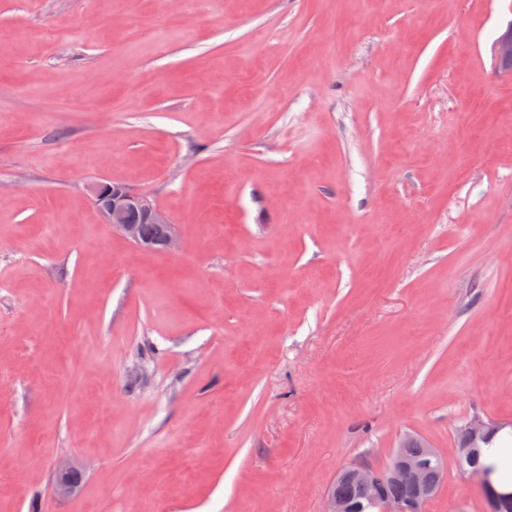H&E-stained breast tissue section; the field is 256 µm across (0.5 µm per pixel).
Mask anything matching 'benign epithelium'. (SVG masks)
<instances>
[{"label": "benign epithelium", "instance_id": "1", "mask_svg": "<svg viewBox=\"0 0 512 512\" xmlns=\"http://www.w3.org/2000/svg\"><path fill=\"white\" fill-rule=\"evenodd\" d=\"M496 67L504 73L512 72V25L502 33L493 45ZM89 194L106 223L119 230L140 249L172 251L177 248L175 227L169 216L153 207L140 195L129 188L103 180L88 185ZM138 214L141 223L135 224L131 217ZM155 224L160 233L155 238L141 234V224ZM502 423L480 417H473L458 426V430L472 438L485 436L500 428ZM76 468L62 463L57 468L56 481L52 492L58 495L71 493L76 487ZM381 472L369 465L354 463L342 469L336 477L338 483H356L370 487L378 483ZM389 480L406 483L412 496L384 505V512H420L421 506L433 499L439 491V483L425 460L417 457L399 456L388 470ZM355 506L345 498L336 486H331L325 499L323 512H354Z\"/></svg>", "mask_w": 512, "mask_h": 512}]
</instances>
